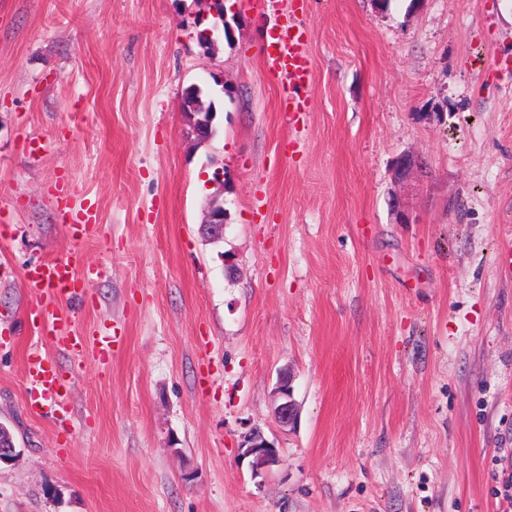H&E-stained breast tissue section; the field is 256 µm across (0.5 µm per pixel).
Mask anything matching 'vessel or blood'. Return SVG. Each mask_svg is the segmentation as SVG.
Here are the masks:
<instances>
[{"mask_svg":"<svg viewBox=\"0 0 512 512\" xmlns=\"http://www.w3.org/2000/svg\"><path fill=\"white\" fill-rule=\"evenodd\" d=\"M264 64L282 82L306 89L312 76V62L306 50L304 30L292 23L287 29L279 31L264 52ZM78 260L79 254L74 251L25 273L29 287L41 290L44 295L41 314L53 342L71 348L75 347L76 341L70 331V318L57 311L56 303L59 299L79 295L75 279ZM26 380L36 402H56L64 396L65 386L49 365L40 346H32L29 350Z\"/></svg>","mask_w":512,"mask_h":512,"instance_id":"obj_1","label":"vessel or blood"}]
</instances>
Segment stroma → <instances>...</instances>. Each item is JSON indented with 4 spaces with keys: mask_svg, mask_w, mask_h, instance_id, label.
<instances>
[{
    "mask_svg": "<svg viewBox=\"0 0 512 512\" xmlns=\"http://www.w3.org/2000/svg\"><path fill=\"white\" fill-rule=\"evenodd\" d=\"M205 7L0 0V423L23 450L0 512H512L495 496L512 465V0H233L212 54ZM291 20L313 81L286 125L263 49ZM194 84L217 108L198 147ZM405 152L424 169L398 182ZM217 171L227 226L209 243ZM61 194L93 233L74 237ZM73 250L76 332L123 343L44 344L69 387L39 415L24 274ZM253 428L279 453L257 478ZM292 377L288 369L281 371L273 389V418L281 429L294 427L298 417L297 403L293 397Z\"/></svg>",
    "mask_w": 512,
    "mask_h": 512,
    "instance_id": "1",
    "label": "stroma"
}]
</instances>
